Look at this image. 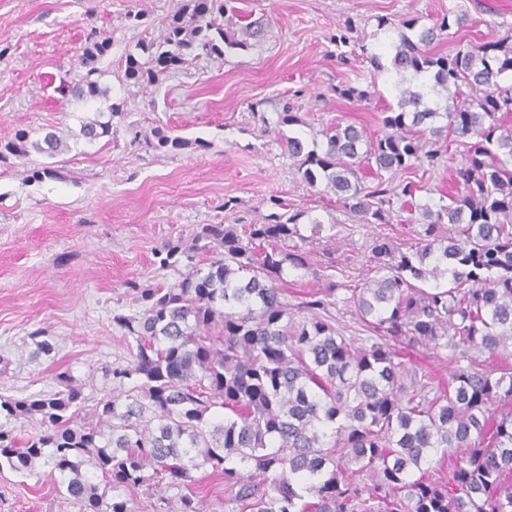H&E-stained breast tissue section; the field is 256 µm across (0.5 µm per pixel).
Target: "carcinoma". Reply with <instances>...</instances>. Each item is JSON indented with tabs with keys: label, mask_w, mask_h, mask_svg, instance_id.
I'll return each instance as SVG.
<instances>
[{
	"label": "carcinoma",
	"mask_w": 512,
	"mask_h": 512,
	"mask_svg": "<svg viewBox=\"0 0 512 512\" xmlns=\"http://www.w3.org/2000/svg\"><path fill=\"white\" fill-rule=\"evenodd\" d=\"M228 12L246 34L261 33L262 23L231 0H185L160 39L127 54L123 82L156 88L189 57L244 46L224 32ZM467 22L462 10L429 28L414 16L378 20L389 63L375 53L370 62L397 90V107L381 113L385 133L372 138L336 123L320 131L319 150L298 136L286 141L303 180L324 183L362 224L391 222L390 177L437 167L440 141L462 158L449 202L412 205L414 241L375 239L366 278L346 289L341 302L355 307L367 335L334 325L336 262L317 263L304 248L305 212L271 197L270 212L247 222L229 197L231 223L204 224L191 241L156 252L160 268L183 266L175 282L127 284L141 309L112 321L135 347L127 365L112 369L120 391L99 399L94 419L82 418L85 398L65 371L55 376L57 391L0 396V470L32 475L43 464L80 512H132L117 491L150 480L180 491L177 512H202L191 471L203 467L224 479L234 512H512V372L496 377L481 360L512 349V126L502 120L512 114V34L448 54L429 49ZM333 42L343 63L351 44L367 52L351 23ZM111 47V36L87 35L88 72L67 87L71 97L105 95L92 63ZM375 92L373 84L336 88L356 101ZM275 114L278 126L301 123L289 102ZM122 115L114 103L80 134L89 142L110 136ZM153 137L156 150L208 146L159 129ZM31 148L52 159L67 145L54 132L31 142L22 130L0 142V163ZM364 170L375 186L362 183ZM289 269L324 287L288 302ZM442 339L467 367L441 387L418 380L391 347L437 348ZM18 420L39 431L19 436ZM302 486L312 500L302 501Z\"/></svg>",
	"instance_id": "obj_1"
}]
</instances>
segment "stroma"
Returning <instances> with one entry per match:
<instances>
[{"mask_svg":"<svg viewBox=\"0 0 512 512\" xmlns=\"http://www.w3.org/2000/svg\"><path fill=\"white\" fill-rule=\"evenodd\" d=\"M182 0H0V141L28 131L39 138L54 131L71 149L57 156V175L33 179L44 163L30 153L0 163V395L22 398L56 390L55 376L68 372L89 403L111 392L107 371L127 364L130 338L112 322L116 313L139 311L126 286L174 282L176 271L160 269L156 253L165 242L191 237L203 224L224 221V200L237 198L242 212L257 219L277 196L321 221L323 232L308 238L313 254L333 249L341 268L337 283L358 285L376 237L410 240V224H362L326 192L297 173L285 141H312L339 122L382 134L380 114L396 103L394 89L367 57L336 59L332 41L353 22L369 51L380 41L377 20L416 15L430 26L449 9L467 8L465 35L495 40L512 30V0H239L262 18L260 36L247 48L219 59L200 58L159 86L140 91L122 84L125 56L138 39H156L164 20ZM143 12L141 25L129 15ZM112 37L97 79L104 94L75 101L62 83L84 73L82 48L90 31ZM375 84L379 95L353 102L335 93L338 85ZM290 101L301 119L295 126L264 128L250 107L272 114ZM122 104L113 136L87 142L86 117ZM203 148L163 151L148 146L154 129ZM141 139H134V131ZM461 165L457 152H444L431 172L398 174L396 185L413 183L419 203L450 194ZM336 225L330 237L327 225ZM52 339L50 355L35 354L30 332ZM402 359L431 381L448 380L457 365L449 347H418ZM0 512H79L45 476L0 472Z\"/></svg>","mask_w":512,"mask_h":512,"instance_id":"35a3bbf8","label":"stroma"}]
</instances>
